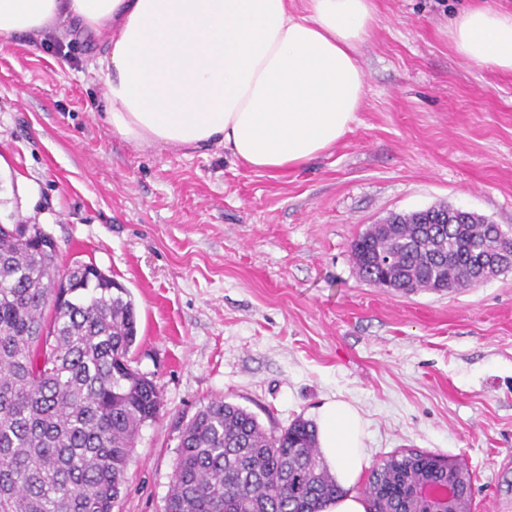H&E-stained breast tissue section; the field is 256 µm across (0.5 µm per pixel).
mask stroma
Segmentation results:
<instances>
[{
	"instance_id": "35a3bbf8",
	"label": "stroma",
	"mask_w": 512,
	"mask_h": 512,
	"mask_svg": "<svg viewBox=\"0 0 512 512\" xmlns=\"http://www.w3.org/2000/svg\"><path fill=\"white\" fill-rule=\"evenodd\" d=\"M471 3L374 0L356 121L279 177L219 146L112 135L91 41L0 38V223L41 225L60 265L93 262L129 290L132 366L162 393L113 512H163L182 427L216 398L274 430L350 402L368 466L451 457L473 512H512V271L405 294L363 282L351 253L369 225L438 205L512 229V73L463 59L446 30Z\"/></svg>"
}]
</instances>
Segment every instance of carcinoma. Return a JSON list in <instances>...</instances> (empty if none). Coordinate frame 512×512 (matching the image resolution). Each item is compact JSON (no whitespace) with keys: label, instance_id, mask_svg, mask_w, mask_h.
I'll return each mask as SVG.
<instances>
[{"label":"carcinoma","instance_id":"cac0c4a2","mask_svg":"<svg viewBox=\"0 0 512 512\" xmlns=\"http://www.w3.org/2000/svg\"><path fill=\"white\" fill-rule=\"evenodd\" d=\"M370 227L352 244L360 278L377 286L381 258L414 289L470 287L484 247L512 254V230L445 205ZM137 314L129 292L95 264L62 272L39 224L0 225V512H112L141 427L161 408L134 370ZM372 470L366 494L396 512L402 491ZM314 423L275 433L224 399L201 407L179 436L164 512H321L339 496Z\"/></svg>","mask_w":512,"mask_h":512}]
</instances>
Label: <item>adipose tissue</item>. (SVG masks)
I'll return each instance as SVG.
<instances>
[{
  "instance_id": "1",
  "label": "adipose tissue",
  "mask_w": 512,
  "mask_h": 512,
  "mask_svg": "<svg viewBox=\"0 0 512 512\" xmlns=\"http://www.w3.org/2000/svg\"><path fill=\"white\" fill-rule=\"evenodd\" d=\"M0 0V37L71 28L97 43L90 70L104 86L114 136L161 150L224 147L278 175L350 131L365 81L358 55L377 22L373 0ZM462 57L512 72V12L478 4L453 18ZM318 447L340 496L321 512H367L357 484L366 421L324 403Z\"/></svg>"
}]
</instances>
